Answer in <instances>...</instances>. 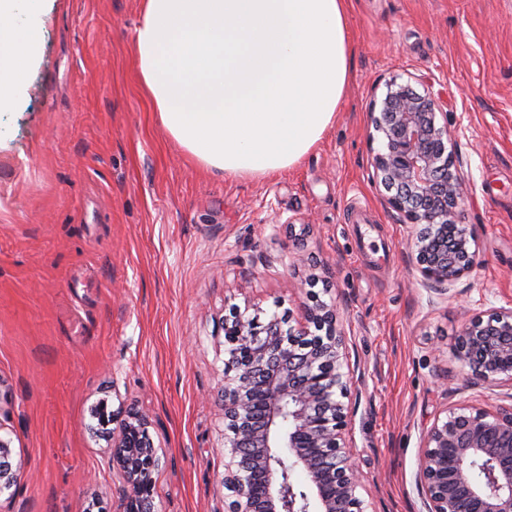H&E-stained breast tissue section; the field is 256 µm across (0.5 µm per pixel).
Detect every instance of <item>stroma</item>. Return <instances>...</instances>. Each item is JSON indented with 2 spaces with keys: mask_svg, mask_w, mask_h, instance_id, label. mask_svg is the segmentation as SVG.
<instances>
[{
  "mask_svg": "<svg viewBox=\"0 0 512 512\" xmlns=\"http://www.w3.org/2000/svg\"><path fill=\"white\" fill-rule=\"evenodd\" d=\"M142 0H52L0 112V437L21 481L0 512H122L95 409L135 408L161 465L158 512H224V318L336 313L355 413L345 432L375 512H425L426 434L447 411L512 408V381L456 355L476 317L512 310V0H351L352 75L296 166L211 173L139 91ZM447 100L477 263L444 291L422 227L373 182L371 104L388 83Z\"/></svg>",
  "mask_w": 512,
  "mask_h": 512,
  "instance_id": "35a3bbf8",
  "label": "stroma"
}]
</instances>
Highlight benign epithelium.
<instances>
[{"label": "benign epithelium", "instance_id": "1", "mask_svg": "<svg viewBox=\"0 0 512 512\" xmlns=\"http://www.w3.org/2000/svg\"><path fill=\"white\" fill-rule=\"evenodd\" d=\"M441 100L392 83L371 108L384 142L373 158L374 176L390 193L389 207L409 224H422L415 260L435 290L475 265L473 238L459 225L465 179L448 128L439 123ZM317 333L295 329L287 314L261 322L240 312L224 319L225 512H368L359 495L361 474L345 445L354 414L345 402L344 336L324 303L304 313ZM462 365L484 382L512 381V310L471 320L458 336ZM112 433L109 465L125 487L124 512H156L153 474L160 456L147 418L134 410L97 414ZM0 438V493L21 480ZM304 475V486L289 471ZM417 489L426 512H512V412H452L436 420L419 458Z\"/></svg>", "mask_w": 512, "mask_h": 512}]
</instances>
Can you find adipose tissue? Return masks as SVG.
Masks as SVG:
<instances>
[{
  "label": "adipose tissue",
  "mask_w": 512,
  "mask_h": 512,
  "mask_svg": "<svg viewBox=\"0 0 512 512\" xmlns=\"http://www.w3.org/2000/svg\"><path fill=\"white\" fill-rule=\"evenodd\" d=\"M44 0H0V111L33 63ZM140 87L208 171L263 178L331 128L349 84L346 0H143Z\"/></svg>",
  "instance_id": "ef3b65f1"
}]
</instances>
